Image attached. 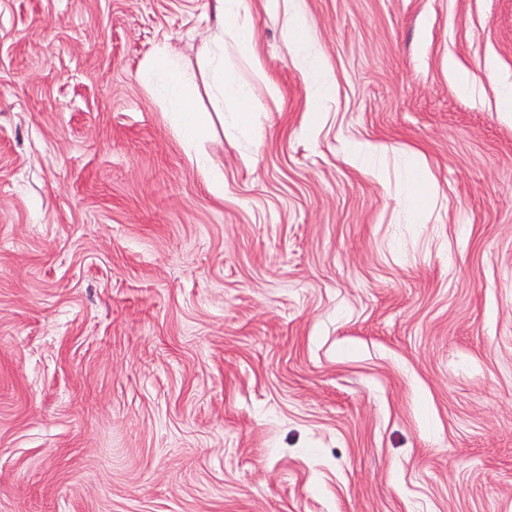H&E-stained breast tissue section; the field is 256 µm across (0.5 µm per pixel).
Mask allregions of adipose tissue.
I'll return each mask as SVG.
<instances>
[{"label": "adipose tissue", "instance_id": "ef3b65f1", "mask_svg": "<svg viewBox=\"0 0 512 512\" xmlns=\"http://www.w3.org/2000/svg\"><path fill=\"white\" fill-rule=\"evenodd\" d=\"M213 10L215 25L201 47L197 68L184 66L162 45L145 60L141 72L146 80L163 84L172 111L195 114L192 92L201 88L220 108L238 113L242 127L249 131L253 128L249 94L234 77L226 50L253 51L256 30L247 0H213Z\"/></svg>", "mask_w": 512, "mask_h": 512}]
</instances>
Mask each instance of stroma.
I'll return each instance as SVG.
<instances>
[{
  "instance_id": "stroma-1",
  "label": "stroma",
  "mask_w": 512,
  "mask_h": 512,
  "mask_svg": "<svg viewBox=\"0 0 512 512\" xmlns=\"http://www.w3.org/2000/svg\"><path fill=\"white\" fill-rule=\"evenodd\" d=\"M301 6L192 142L208 0H0V512H512V0ZM284 3L285 32L289 44H299L302 53L306 52V43L301 39L307 29V16L303 12L298 0H282Z\"/></svg>"
}]
</instances>
